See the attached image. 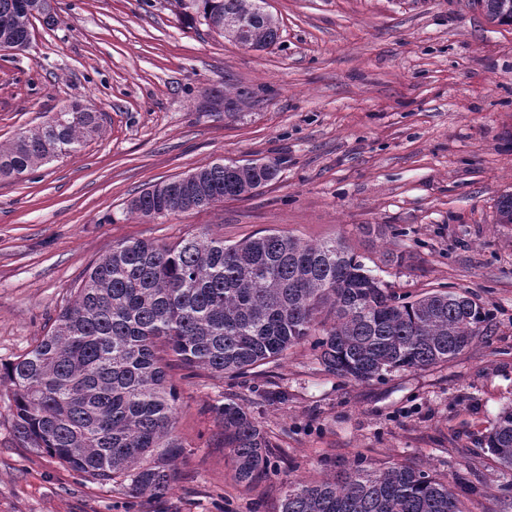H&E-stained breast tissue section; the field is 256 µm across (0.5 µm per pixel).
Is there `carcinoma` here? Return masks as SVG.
<instances>
[{
	"label": "carcinoma",
	"mask_w": 512,
	"mask_h": 512,
	"mask_svg": "<svg viewBox=\"0 0 512 512\" xmlns=\"http://www.w3.org/2000/svg\"><path fill=\"white\" fill-rule=\"evenodd\" d=\"M195 13L224 35L258 49L279 41V26L256 0H192ZM493 22L512 25V0H477ZM52 25L51 0H0V49L23 50L31 19ZM250 92L217 93L235 114ZM99 113L72 103L52 125L20 134L0 152V177L20 178L57 158L78 155L99 131ZM280 161H219L156 184L133 198L144 218L209 208L275 180ZM512 224V193L497 203ZM477 300L435 290L399 296L338 239L303 242L266 230L241 242L188 236L172 246L122 241L92 264L46 336L0 365L12 387L16 437L101 483L129 482L132 493L164 495L178 476L184 445L175 435L180 400L171 362L194 375H244L302 343L324 371L358 382L398 369H425L460 354L484 331ZM233 477L252 484L274 469L267 433L230 399L215 408ZM484 444L512 470V408L500 412ZM280 512H466L449 482L406 462L383 468L362 457L325 479L288 484Z\"/></svg>",
	"instance_id": "obj_1"
}]
</instances>
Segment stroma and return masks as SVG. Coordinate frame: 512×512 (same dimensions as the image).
Returning a JSON list of instances; mask_svg holds the SVG:
<instances>
[{
	"instance_id": "1",
	"label": "stroma",
	"mask_w": 512,
	"mask_h": 512,
	"mask_svg": "<svg viewBox=\"0 0 512 512\" xmlns=\"http://www.w3.org/2000/svg\"><path fill=\"white\" fill-rule=\"evenodd\" d=\"M23 51L0 50V150L74 101L101 114L80 154L0 177V363L49 330L88 267L121 241L190 234L234 243L276 229L343 239L397 294L445 288L490 311L451 360L361 383L330 375L309 345L256 375L179 379V477L158 498L99 484L15 436L0 385V512H279L286 483L336 472L356 454L448 478L470 512L512 501L466 493L511 479L483 442L512 407V26L474 0H268L266 50L181 21L182 0H53ZM252 98L212 111L224 85ZM277 159L252 197L148 220L143 189L220 160ZM387 224L368 241L360 227ZM406 249L404 266L387 250ZM248 407L277 470L237 483L212 406Z\"/></svg>"
}]
</instances>
